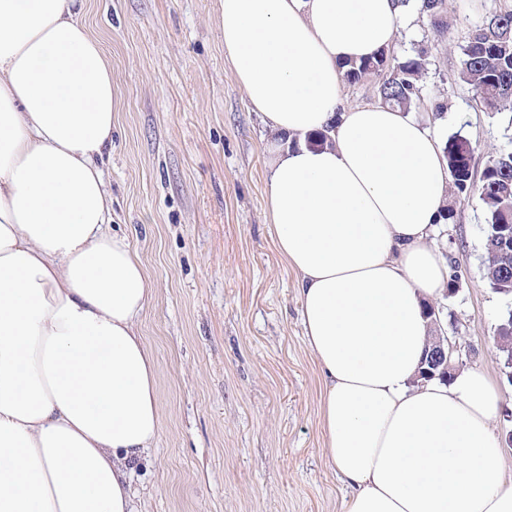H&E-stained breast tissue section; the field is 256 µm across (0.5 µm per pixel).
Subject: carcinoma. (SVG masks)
I'll list each match as a JSON object with an SVG mask.
<instances>
[{
	"mask_svg": "<svg viewBox=\"0 0 512 512\" xmlns=\"http://www.w3.org/2000/svg\"><path fill=\"white\" fill-rule=\"evenodd\" d=\"M428 65V51L418 48L397 57L387 50L342 66L349 83L378 79L381 103L409 112L420 102L419 78ZM459 79L474 91L476 105L487 112L512 109V10L492 8L476 23L462 48ZM445 159L459 194L479 184L484 205V276L490 288L512 300V149L499 152L475 178L472 146L462 136L445 142ZM496 346L504 368L512 367V306L496 329Z\"/></svg>",
	"mask_w": 512,
	"mask_h": 512,
	"instance_id": "carcinoma-1",
	"label": "carcinoma"
}]
</instances>
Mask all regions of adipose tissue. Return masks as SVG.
<instances>
[{"instance_id": "obj_1", "label": "adipose tissue", "mask_w": 512, "mask_h": 512, "mask_svg": "<svg viewBox=\"0 0 512 512\" xmlns=\"http://www.w3.org/2000/svg\"><path fill=\"white\" fill-rule=\"evenodd\" d=\"M268 143L270 231L298 274L343 512H512L492 381L419 376L449 173L430 126L342 109V64L390 47L394 0H222ZM77 0H0V512H136L162 431L140 331L153 287L109 230L112 67ZM328 131L324 146L308 136Z\"/></svg>"}]
</instances>
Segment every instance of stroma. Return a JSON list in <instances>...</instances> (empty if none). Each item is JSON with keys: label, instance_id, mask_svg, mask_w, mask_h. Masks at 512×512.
Here are the masks:
<instances>
[{"label": "stroma", "instance_id": "stroma-1", "mask_svg": "<svg viewBox=\"0 0 512 512\" xmlns=\"http://www.w3.org/2000/svg\"><path fill=\"white\" fill-rule=\"evenodd\" d=\"M448 0L441 21L408 7L391 54L423 47L428 66L414 117L473 147L472 164L512 147L503 114L477 108L458 78L461 47L490 6ZM85 21L112 65L118 109L103 165L111 232L152 279L141 318L153 352L162 432L133 477L138 512H342L350 487L326 465L321 384L300 319L297 275L265 208L272 133L237 83L224 50L220 0H88ZM483 203L457 198L433 244L456 258L455 294L432 306L466 369L495 382L492 429L512 435V384L495 330L508 305L483 276Z\"/></svg>", "mask_w": 512, "mask_h": 512}]
</instances>
